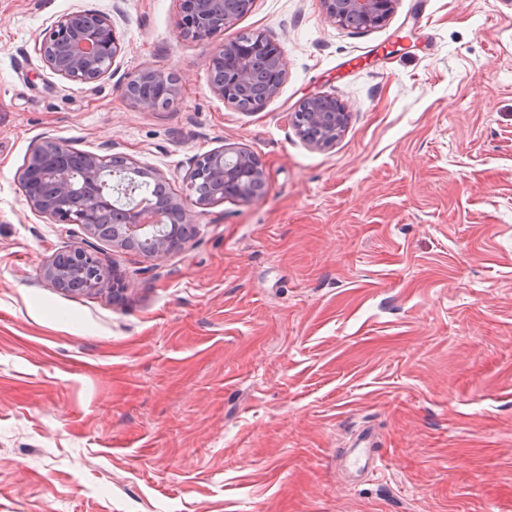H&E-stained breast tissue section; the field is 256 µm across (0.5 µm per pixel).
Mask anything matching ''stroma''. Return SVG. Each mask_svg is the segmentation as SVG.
Wrapping results in <instances>:
<instances>
[{
  "label": "stroma",
  "mask_w": 512,
  "mask_h": 512,
  "mask_svg": "<svg viewBox=\"0 0 512 512\" xmlns=\"http://www.w3.org/2000/svg\"><path fill=\"white\" fill-rule=\"evenodd\" d=\"M111 17L122 52L92 84L39 48L62 14ZM178 0H0V512H512V0H397L378 28L321 0H253L179 38ZM266 35L286 75L256 111L207 61ZM175 73L152 112L128 73ZM351 113L314 148L290 116ZM161 170L243 147L262 196L192 207L178 249L99 242L124 297L71 295L41 268L84 232L33 213L43 137ZM371 428L383 466L342 452ZM350 112L341 102L328 95L305 98L293 114V125L309 145L322 147L332 143L347 126Z\"/></svg>",
  "instance_id": "stroma-1"
}]
</instances>
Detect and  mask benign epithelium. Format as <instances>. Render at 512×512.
I'll list each match as a JSON object with an SVG mask.
<instances>
[{"mask_svg": "<svg viewBox=\"0 0 512 512\" xmlns=\"http://www.w3.org/2000/svg\"><path fill=\"white\" fill-rule=\"evenodd\" d=\"M327 16L346 24L358 19L361 27L382 26L393 12L396 0H322ZM252 5V0H179L176 30L181 37L204 40L222 32L237 18V12ZM122 51L112 19L86 11L61 15L45 33L40 55L44 65L55 75L70 82L92 83L108 74ZM210 86L222 100L231 102L249 94L260 73L267 85L261 97L250 107L258 108L275 95L285 77L283 53L279 45L265 35L248 44L221 45L209 59ZM179 93L178 81L167 72L143 68L127 77L126 94L143 111H153L160 100L172 102ZM347 107L328 95L305 98L293 114V125L309 145L322 147L332 143L347 126ZM83 165L82 180L73 178L70 159ZM110 155L79 151L51 137L43 140L29 155L22 175V195L31 211L59 224L80 225L87 239L82 245L57 253L43 268V278L66 292L114 295L127 290L116 270L105 264L94 241L106 239L124 250L145 257L162 255L173 242L189 236L191 215L188 200L167 196L166 206L177 219L164 223L162 215L139 205L115 208L114 195L98 190L100 182L116 171L106 167ZM218 183L214 192L228 198L249 200L262 194L266 172L259 159L243 147H226L197 156L187 180L196 187L207 173ZM124 178L147 175L164 189L166 177L158 170L134 161L122 170Z\"/></svg>", "mask_w": 512, "mask_h": 512, "instance_id": "7a95c632", "label": "benign epithelium"}]
</instances>
